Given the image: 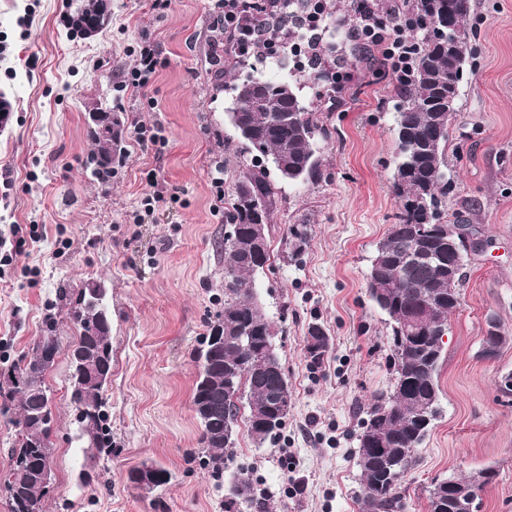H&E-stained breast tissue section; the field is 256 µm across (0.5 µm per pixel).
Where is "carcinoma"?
Instances as JSON below:
<instances>
[{"label":"carcinoma","mask_w":512,"mask_h":512,"mask_svg":"<svg viewBox=\"0 0 512 512\" xmlns=\"http://www.w3.org/2000/svg\"><path fill=\"white\" fill-rule=\"evenodd\" d=\"M97 0H83L68 19L70 35L76 37L95 13ZM471 0H416L413 30L412 74L408 86L397 94L393 105L396 157L391 189L400 203L397 222L379 241L367 277L369 295L392 323L408 320L404 329L392 328L393 355L390 369L394 384L362 409V431L358 435L363 512H399L404 508L401 486L416 463V451L437 420L438 375L448 317L461 305V288L468 258L466 242L448 235L454 225L448 217V194L454 179L448 169L451 118L457 112L459 89L464 81L469 41ZM269 36L282 41L285 49L276 64L288 67V49L297 31L273 20L267 22ZM309 56L321 59L336 46L321 37L306 41ZM268 59L265 48L235 61L238 75L229 86L231 106L226 113L239 140L273 165L278 177L291 184L317 183L323 173L319 142L328 137L319 114L323 101L305 100L301 91L310 83L327 80L316 71H297L281 80L262 76L257 64ZM91 112L102 114L111 136L102 137L99 124L89 122L92 144L88 167L102 183L125 158L123 113L103 103ZM277 192L266 169L244 167L230 195L226 221L233 238L224 239V310L209 325L203 346L194 353L198 368L210 353L212 339L224 337V353L211 358L207 378L196 379L192 402L200 405L218 396L210 411L196 410L201 424L200 441L206 450L204 465L213 473H224L235 448V431L241 411L253 440L264 443L281 429L288 412L277 402L291 403L288 378L269 349L274 325L256 299L255 275L264 270L268 253L255 246L254 227L268 232ZM107 289L101 280L86 282L77 295L60 290L59 301L78 336L75 344L92 375L80 387L68 386L70 404L76 412L78 438L91 459L112 452L111 430L104 411V391L112 377V317L106 304ZM308 337L317 341L319 355L309 354L321 364L329 341L322 328L312 325ZM37 355H25L0 373V397L6 404L1 415H9L16 440L9 448V468L0 474V492L8 512H44V475L39 461L52 450L45 440L52 433V410L45 409L41 391L47 388L46 373ZM236 377L233 391L224 390V375ZM242 492L227 500L232 509L255 499L250 477L239 472ZM467 478L454 484H434L429 491L427 512H457L456 495Z\"/></svg>","instance_id":"carcinoma-1"}]
</instances>
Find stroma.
Instances as JSON below:
<instances>
[{"label": "stroma", "mask_w": 512, "mask_h": 512, "mask_svg": "<svg viewBox=\"0 0 512 512\" xmlns=\"http://www.w3.org/2000/svg\"><path fill=\"white\" fill-rule=\"evenodd\" d=\"M72 0H0V90L11 119L0 132V370L17 363L53 312L63 343L77 331L59 289L103 280L112 311V378L105 411L108 458L87 460L67 392L69 364L46 376L54 415V463L45 512H226L237 471L257 498L239 512H362L357 436L361 409L392 377L391 324L371 299L367 274L396 221L391 190L395 87L355 60L353 79L325 123L323 178L282 186L267 235L270 259L256 278L275 325L292 393L283 427L256 444L239 424L235 455L215 476L201 461L192 405V353L224 308L229 226L219 193H231L251 157L238 146L217 84L224 23L211 0H112V22L90 39L70 36ZM473 55L452 119L448 211L478 225L460 307L448 318L439 372L441 415L402 483L403 512H427L435 481L493 468L480 512H512V341L481 357L488 318L512 338V0H472ZM159 46L143 89L126 85L138 45ZM126 117L125 162L109 184L92 179L89 106ZM150 134L139 142L135 127ZM221 178L214 187L213 178ZM162 193L152 215L146 200ZM306 222L309 243L288 244ZM329 338L322 365L305 349L309 324ZM168 470L146 493L128 480L143 463Z\"/></svg>", "instance_id": "35a3bbf8"}]
</instances>
